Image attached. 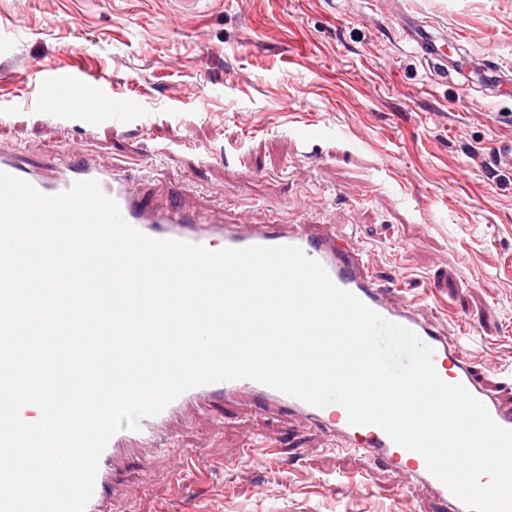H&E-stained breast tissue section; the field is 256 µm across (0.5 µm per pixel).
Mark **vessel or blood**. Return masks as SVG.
I'll use <instances>...</instances> for the list:
<instances>
[{
	"label": "vessel or blood",
	"instance_id": "obj_1",
	"mask_svg": "<svg viewBox=\"0 0 512 512\" xmlns=\"http://www.w3.org/2000/svg\"><path fill=\"white\" fill-rule=\"evenodd\" d=\"M394 20L412 52L432 63L439 79H451L448 55L439 46L437 37L429 33L426 24L402 7L396 10ZM485 66L496 75L492 94L504 96L512 93V69L503 67L491 57L486 58ZM59 84L76 88L75 111L105 112L117 124L138 107L134 97L108 94L101 79L95 75L72 70L60 75ZM0 171L26 180L46 195L67 191L78 181H96L101 192L118 203L126 222L154 239L183 240L213 251L221 245L230 248L279 245L301 248L325 268L338 287L354 294L384 319L413 331L432 348L434 368L444 382L462 385L485 405L498 425L512 429V408L506 409L499 404L463 345L449 341L447 335L425 321L416 304L395 302L386 288L369 277L360 254L335 234L312 231L307 224H218L204 213L183 207L150 206L140 198L125 175L91 160L68 158L57 165L54 176L47 177L42 171L23 166L12 151L0 147ZM243 394L259 409H275L295 415L326 430L336 436L340 447L361 450L392 468L410 472L418 483L430 485L444 501L452 502L454 512H469L467 506L456 500L450 490L429 472L421 454L395 443L379 426L351 424L341 405L316 407L251 379L192 388L173 400L160 414L140 418L137 429L115 433L100 457L94 493L85 512H112V501L106 489L117 477L116 464L120 454L138 445H151L185 403L217 399L229 402Z\"/></svg>",
	"mask_w": 512,
	"mask_h": 512
}]
</instances>
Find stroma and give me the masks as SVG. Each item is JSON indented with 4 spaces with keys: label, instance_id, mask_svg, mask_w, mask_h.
I'll use <instances>...</instances> for the list:
<instances>
[{
    "label": "stroma",
    "instance_id": "1",
    "mask_svg": "<svg viewBox=\"0 0 512 512\" xmlns=\"http://www.w3.org/2000/svg\"><path fill=\"white\" fill-rule=\"evenodd\" d=\"M512 67V0H404ZM394 0H0V139L126 171L152 204L345 236L399 303L460 339L512 405V97L437 82ZM51 69L139 96L127 127L58 108ZM312 140L303 143L301 131ZM468 325L469 335L459 333ZM188 468L176 469L179 459ZM112 512H442L301 418L188 408L126 457Z\"/></svg>",
    "mask_w": 512,
    "mask_h": 512
}]
</instances>
